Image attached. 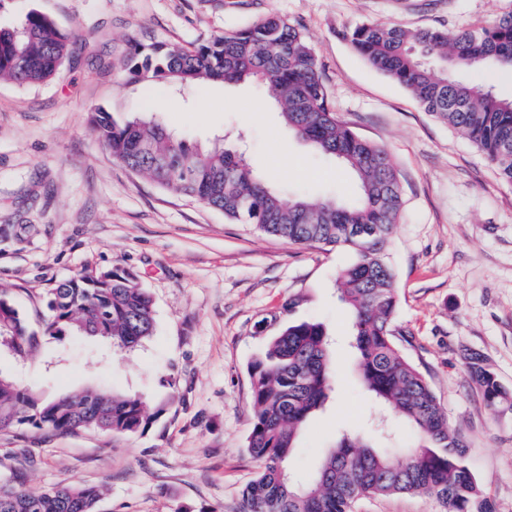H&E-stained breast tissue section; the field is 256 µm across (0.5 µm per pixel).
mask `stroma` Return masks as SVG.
<instances>
[{
  "instance_id": "obj_1",
  "label": "stroma",
  "mask_w": 512,
  "mask_h": 512,
  "mask_svg": "<svg viewBox=\"0 0 512 512\" xmlns=\"http://www.w3.org/2000/svg\"><path fill=\"white\" fill-rule=\"evenodd\" d=\"M32 9L75 39L52 80L0 81V290L37 330L60 282L129 272L153 299L154 332L133 351L71 332L23 357L1 345L0 374L46 398L84 386L135 394L155 418L136 435L0 431V484L78 481L102 489L99 512H239L259 470L247 450L249 365L291 321L322 323L336 354L335 388L290 458L298 475L311 476L343 427L377 416L349 370L338 297L354 252L297 248L228 221L131 171L90 126L98 108L117 117L150 109L190 144L220 139L243 151L281 192L353 196L351 176L296 139L276 107L251 112L264 99L256 86L176 92L119 80L131 41L189 48L277 14L306 35L340 120L395 164L405 198L389 251L399 345L461 428L497 512H512V415L485 406L468 370L480 355L512 389V185L343 37L362 22L484 26L512 0H0V25Z\"/></svg>"
}]
</instances>
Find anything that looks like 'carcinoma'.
<instances>
[{"label": "carcinoma", "mask_w": 512, "mask_h": 512, "mask_svg": "<svg viewBox=\"0 0 512 512\" xmlns=\"http://www.w3.org/2000/svg\"><path fill=\"white\" fill-rule=\"evenodd\" d=\"M354 50L409 91L437 120L463 134L512 184V98L489 78L512 67V11L487 27L448 33L442 27L410 30L362 23L344 33ZM74 36L39 11L16 27H0V78L18 86L44 83L72 53ZM461 70L488 80L470 83ZM130 81L185 86L200 81L253 84L280 107L300 141L332 157L358 179L348 202L285 196L244 159L220 145L202 148L176 137L155 118L123 122L102 109L90 123L100 144L135 173L224 213L239 224L297 246H345L356 254L338 275V292L351 321L355 369L363 389L400 427L412 432L398 452L370 428L345 430L303 486L293 483L287 460L298 431L318 411L335 382L324 326L287 324L250 364L253 422L248 451L260 470L243 489L241 512H353L366 497L423 495L439 512H496L467 464L460 429L396 337L395 272L387 260L404 207L397 170L381 146L361 138L336 115L317 56L300 27L269 15L190 49L135 42L121 67ZM42 335L75 329L132 349L154 331L153 302L125 273H81L59 283L46 301ZM0 339L27 355L39 335L0 292ZM468 369L487 407L512 412V391L478 356ZM150 415L138 396L84 388L53 398L0 375V431L27 424L59 434L84 431L132 435ZM100 489L79 482L32 492L0 485V512H98Z\"/></svg>", "instance_id": "1"}]
</instances>
